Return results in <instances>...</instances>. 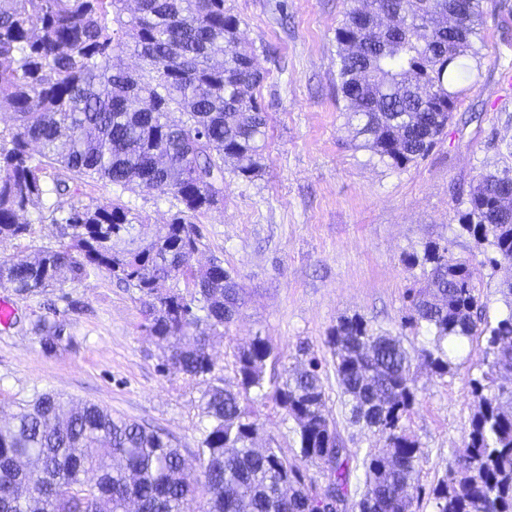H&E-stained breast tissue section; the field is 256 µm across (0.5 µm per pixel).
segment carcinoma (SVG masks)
<instances>
[{"label":"carcinoma","instance_id":"cac0c4a2","mask_svg":"<svg viewBox=\"0 0 512 512\" xmlns=\"http://www.w3.org/2000/svg\"><path fill=\"white\" fill-rule=\"evenodd\" d=\"M0 0V241L29 233L24 214L89 178L172 196L169 223L144 237L121 199L70 205L71 244L31 258L0 257V285L28 298L98 270L139 294L144 326L164 344L162 371L206 384L197 467L167 434L114 418L96 404L42 392L0 421V512H344L351 449L324 413L322 363L308 345L299 366L266 373L281 355L265 337L233 351L234 384L216 369L210 339L244 303L238 274L193 264L192 219L224 200V163L246 179L261 168L267 112L253 90L263 75L236 48L240 20L224 0ZM484 0H351L336 28L338 89L356 147L403 168L425 156L458 99L479 77ZM133 52L136 71L122 67ZM184 119L175 122L170 113ZM509 171L480 175L463 229L512 270ZM424 284L409 290L408 323L425 326L419 355L440 376L448 340L485 336L474 411L430 495L434 512H512V278L508 315L482 313L470 265L428 245ZM183 281L187 293L177 289ZM352 423L376 438L366 452L357 512H417L425 460L408 431L418 396L402 337L359 317L326 334ZM259 401L293 424V455L256 441ZM329 484L318 487L309 466Z\"/></svg>","mask_w":512,"mask_h":512}]
</instances>
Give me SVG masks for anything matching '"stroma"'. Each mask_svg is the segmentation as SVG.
Instances as JSON below:
<instances>
[{"mask_svg":"<svg viewBox=\"0 0 512 512\" xmlns=\"http://www.w3.org/2000/svg\"><path fill=\"white\" fill-rule=\"evenodd\" d=\"M349 0H224L240 20V51L253 56L263 80L258 102L268 114L262 168L251 179L224 174V200L195 219L201 236L194 262L221 260L234 269L245 303L229 337L209 351L215 378L233 383L232 351L254 336L278 347L287 367L296 347L309 344L323 362L326 412L342 436L352 437L350 507L362 490V456L375 443L349 422L324 340L345 317H362L404 331L410 351L427 343L425 330L404 328L406 297L423 268L426 245H446L467 260L490 318L506 314L500 285L511 272L488 259L492 247L462 230L479 176L512 171V0H485L480 76L458 103L428 154L402 169L355 148L354 133L336 95L335 31ZM121 197L147 224L168 223L169 195L122 192L99 181L79 183L72 201L88 205ZM60 225L34 223L29 235L0 242V256L26 257L67 243ZM15 316L0 325V418L36 394L50 391L73 403L107 408L169 435L186 458L195 455L202 424V384L162 371L163 349L148 336L137 294L108 275L22 299L0 287ZM60 323L61 341L45 348L37 323ZM484 342L466 343L448 374L414 359L418 400L407 421L426 462L420 475L430 490L463 440L473 413L471 386L480 375Z\"/></svg>","mask_w":512,"mask_h":512,"instance_id":"obj_1","label":"stroma"}]
</instances>
